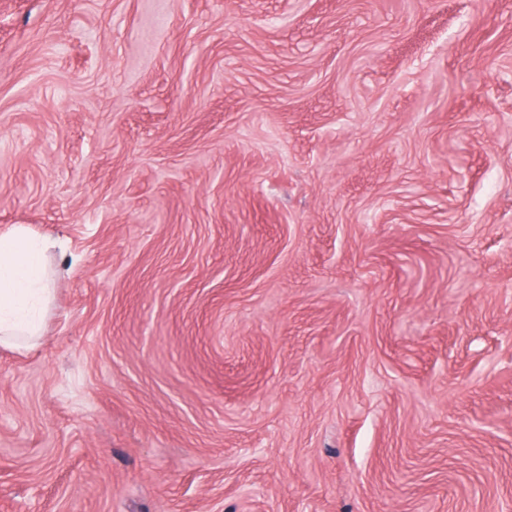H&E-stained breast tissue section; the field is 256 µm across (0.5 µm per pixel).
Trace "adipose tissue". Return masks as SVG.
<instances>
[{
    "label": "adipose tissue",
    "instance_id": "obj_1",
    "mask_svg": "<svg viewBox=\"0 0 512 512\" xmlns=\"http://www.w3.org/2000/svg\"><path fill=\"white\" fill-rule=\"evenodd\" d=\"M45 240L16 228L0 236V341L37 337L53 288Z\"/></svg>",
    "mask_w": 512,
    "mask_h": 512
}]
</instances>
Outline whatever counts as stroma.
I'll return each instance as SVG.
<instances>
[{"label":"stroma","mask_w":512,"mask_h":512,"mask_svg":"<svg viewBox=\"0 0 512 512\" xmlns=\"http://www.w3.org/2000/svg\"><path fill=\"white\" fill-rule=\"evenodd\" d=\"M0 512H512V0H0ZM48 243L18 227L0 236V343L39 336L53 288L46 271Z\"/></svg>","instance_id":"obj_1"}]
</instances>
